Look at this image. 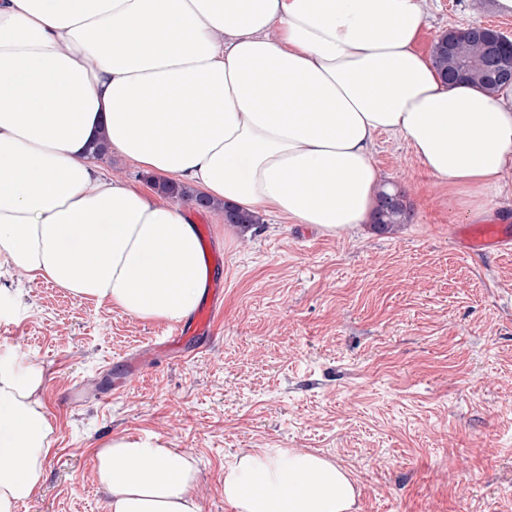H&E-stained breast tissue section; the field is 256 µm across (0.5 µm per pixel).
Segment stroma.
<instances>
[{"instance_id": "1", "label": "stroma", "mask_w": 512, "mask_h": 512, "mask_svg": "<svg viewBox=\"0 0 512 512\" xmlns=\"http://www.w3.org/2000/svg\"><path fill=\"white\" fill-rule=\"evenodd\" d=\"M495 0H427L418 48L448 28L492 25ZM383 185L408 223L328 236L207 212L224 254V306L206 348H151L161 324L0 268V358L42 368L54 427L45 479L18 512H107L92 453L155 434L191 455L201 512H234L224 469L252 448L334 460L353 512H512V252L465 254V216L405 140L379 136ZM140 369L113 390L123 355Z\"/></svg>"}]
</instances>
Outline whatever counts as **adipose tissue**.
Returning a JSON list of instances; mask_svg holds the SVG:
<instances>
[{
    "mask_svg": "<svg viewBox=\"0 0 512 512\" xmlns=\"http://www.w3.org/2000/svg\"><path fill=\"white\" fill-rule=\"evenodd\" d=\"M422 0H0V261L144 320L204 299L185 207L99 172L90 143L257 213L349 233L372 221V149L401 136L450 204L484 215L512 165V85L442 81ZM42 369L0 362V512L44 480ZM108 512H200L193 459L154 434L95 449ZM236 512H351L330 458L253 448Z\"/></svg>",
    "mask_w": 512,
    "mask_h": 512,
    "instance_id": "1",
    "label": "adipose tissue"
}]
</instances>
